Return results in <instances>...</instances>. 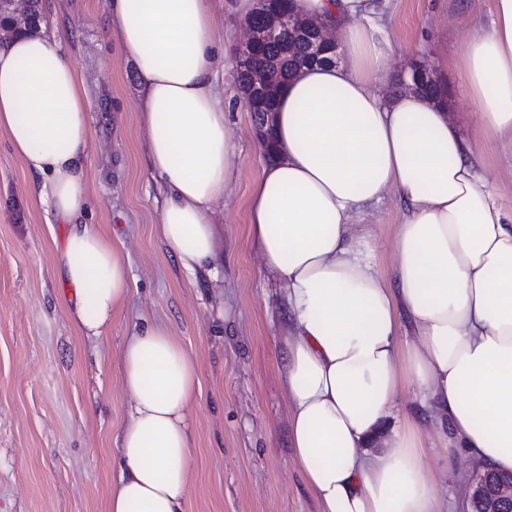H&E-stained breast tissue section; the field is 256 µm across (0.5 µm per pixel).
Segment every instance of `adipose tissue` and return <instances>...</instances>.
I'll return each mask as SVG.
<instances>
[{"label": "adipose tissue", "mask_w": 512, "mask_h": 512, "mask_svg": "<svg viewBox=\"0 0 512 512\" xmlns=\"http://www.w3.org/2000/svg\"><path fill=\"white\" fill-rule=\"evenodd\" d=\"M465 2L491 15L452 64L479 110L468 134L445 93L382 94L394 71L386 0H297L335 29L343 61L302 67L282 86L278 157L262 168L247 219L260 271L283 287L290 445L319 512H448L445 489L420 465L428 421L449 456L512 473V209L477 156L481 138L512 139V0ZM108 6L139 80L136 108L163 192L157 231L192 275L218 258L212 206L239 160L216 87L210 0ZM89 109L56 32L0 45V130L40 204L72 226L55 263L75 291V326L100 337L131 288L119 245L81 222ZM388 194L399 221L384 275L355 220ZM118 357L130 404L108 512H187L197 365L146 319ZM410 385L409 408L400 395Z\"/></svg>", "instance_id": "ef3b65f1"}]
</instances>
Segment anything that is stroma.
<instances>
[{"mask_svg":"<svg viewBox=\"0 0 512 512\" xmlns=\"http://www.w3.org/2000/svg\"><path fill=\"white\" fill-rule=\"evenodd\" d=\"M47 26L64 40L90 100L89 226L120 239L131 297L103 336L76 333L73 294L53 255L68 227L33 196L23 161L0 131V512H107L112 448L130 399L117 352L140 319L166 325L196 362L187 512H318L293 457L288 395L278 372L280 285L259 271L247 201L267 154L254 118L239 108L230 131L240 152L234 181L212 208L220 232L214 276H189L156 235L162 189L147 165L136 110V75L108 24L107 0H42ZM471 17L463 0H388L396 69L433 67L453 108L470 111L452 62ZM512 207V147L478 145ZM393 197L360 223L376 237L380 272L390 264ZM431 448L425 473L448 478V512H463L481 469Z\"/></svg>","mask_w":512,"mask_h":512,"instance_id":"obj_1","label":"stroma"}]
</instances>
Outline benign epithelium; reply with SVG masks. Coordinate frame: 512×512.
Masks as SVG:
<instances>
[{
	"label": "benign epithelium",
	"instance_id": "1",
	"mask_svg": "<svg viewBox=\"0 0 512 512\" xmlns=\"http://www.w3.org/2000/svg\"><path fill=\"white\" fill-rule=\"evenodd\" d=\"M255 13L265 16L258 25L246 22V38L236 51V67H245L248 58L264 45L275 40L286 29L305 43L309 61L313 64H333L336 59V37L328 32L325 23L314 20L299 10L282 5L272 6L271 0H257ZM8 20L15 28H25L34 33L39 30L41 16L33 12V0H0V24ZM414 91L437 88L433 70L422 63L410 64ZM279 87L273 82L270 71L252 69L240 89L248 111L258 115L259 133L273 120L274 112L267 109L270 99L277 96ZM512 504V480L497 481L479 477L471 496V512H504L502 505Z\"/></svg>",
	"mask_w": 512,
	"mask_h": 512
}]
</instances>
